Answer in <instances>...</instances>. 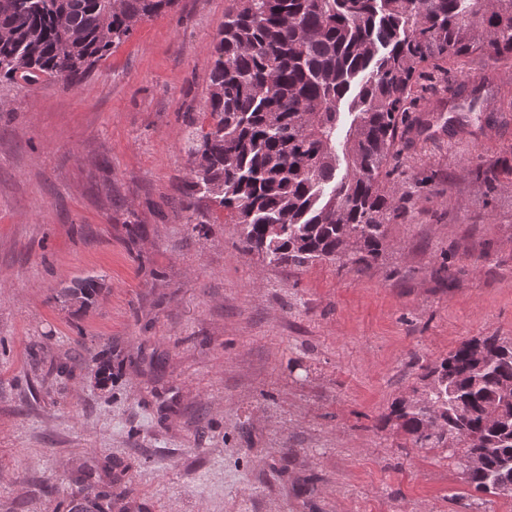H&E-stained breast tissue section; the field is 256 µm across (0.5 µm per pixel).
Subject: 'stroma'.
Returning <instances> with one entry per match:
<instances>
[{
  "label": "stroma",
  "mask_w": 512,
  "mask_h": 512,
  "mask_svg": "<svg viewBox=\"0 0 512 512\" xmlns=\"http://www.w3.org/2000/svg\"><path fill=\"white\" fill-rule=\"evenodd\" d=\"M231 0H178L81 83L0 79V512H512L383 424L423 365L512 337V57L449 60L396 144L404 213L364 271L271 265L182 205ZM469 132L449 134L455 113ZM99 277L83 309L63 288ZM82 483L87 482L84 490L87 491L86 498L92 501L95 512H112L116 508L115 501L112 503V488L110 490H97V488L88 483V479L79 478Z\"/></svg>",
  "instance_id": "35a3bbf8"
}]
</instances>
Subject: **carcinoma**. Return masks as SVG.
Masks as SVG:
<instances>
[{"label": "carcinoma", "mask_w": 512, "mask_h": 512, "mask_svg": "<svg viewBox=\"0 0 512 512\" xmlns=\"http://www.w3.org/2000/svg\"><path fill=\"white\" fill-rule=\"evenodd\" d=\"M177 0H0V78L71 85L136 25ZM491 50L512 55V0H232L214 45L208 124L188 149L185 209L207 199L240 227L247 251L275 265L338 261L361 270L381 257L402 215L384 191L408 112L422 99L419 66ZM491 189L508 169L482 160ZM98 279L63 290L97 301ZM419 399L385 416L416 448H437L476 490L512 487V338L462 342L424 366ZM477 455L476 471L463 463ZM86 483L95 512L116 507Z\"/></svg>", "instance_id": "cac0c4a2"}]
</instances>
